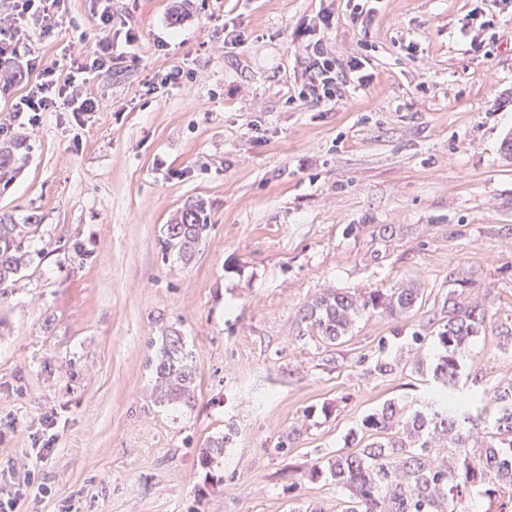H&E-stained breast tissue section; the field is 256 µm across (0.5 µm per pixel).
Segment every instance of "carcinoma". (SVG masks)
<instances>
[{
	"mask_svg": "<svg viewBox=\"0 0 512 512\" xmlns=\"http://www.w3.org/2000/svg\"><path fill=\"white\" fill-rule=\"evenodd\" d=\"M24 138L0 126V181L10 179ZM26 224L0 217V303L11 294L12 282L29 261ZM210 225L204 205L188 206L166 225L161 246L183 258L192 256ZM420 289L402 283L365 293L326 288L299 310L297 337L335 346L365 314L398 318L417 304ZM436 342L441 353L429 367L434 387L423 409L407 414L389 401L366 415L350 444L336 451L311 475L327 474L344 495L342 512H466L475 497L491 499L512 488V380L490 390L460 388L462 362L473 337L491 331L498 342L512 343V327L493 326L486 300L448 292L442 306ZM412 365L424 372L419 359L401 352L381 354L367 373L386 377ZM155 401L188 406L195 401L197 367L180 332L169 329L152 360ZM232 432L212 440L200 452L209 467L224 454Z\"/></svg>",
	"mask_w": 512,
	"mask_h": 512,
	"instance_id": "1",
	"label": "carcinoma"
}]
</instances>
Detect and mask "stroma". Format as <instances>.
<instances>
[{
    "label": "stroma",
    "instance_id": "obj_1",
    "mask_svg": "<svg viewBox=\"0 0 512 512\" xmlns=\"http://www.w3.org/2000/svg\"><path fill=\"white\" fill-rule=\"evenodd\" d=\"M96 0H63L69 26L30 29L6 61L0 124L27 157L0 181V215L33 220L29 265L0 305V498L21 512H339L319 459L387 401L420 407L411 371L369 376L382 343L427 338L457 270L512 327V0H112L139 37L97 74L93 112L15 111L28 57L66 72L104 37ZM335 16L326 41L368 63L369 86L335 105L298 97V22ZM244 43L224 42L225 26ZM180 68V84L157 74ZM204 200L211 231L191 259L164 252L167 224ZM417 283L421 304L356 323L332 348L297 336L296 313L325 288ZM192 349L188 406L152 397L156 341ZM478 388L512 380V343L472 341ZM302 433L285 438L293 426ZM235 428L224 455L199 452ZM50 445L26 473L25 455Z\"/></svg>",
    "mask_w": 512,
    "mask_h": 512
}]
</instances>
